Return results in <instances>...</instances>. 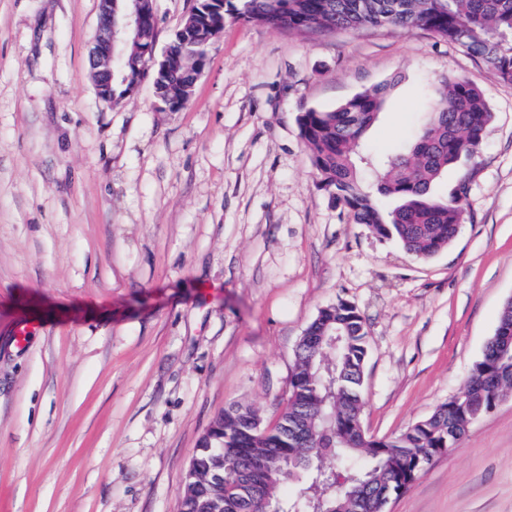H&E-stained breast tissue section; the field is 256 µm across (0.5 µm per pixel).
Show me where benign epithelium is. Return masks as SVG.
<instances>
[{"instance_id":"1","label":"benign epithelium","mask_w":512,"mask_h":512,"mask_svg":"<svg viewBox=\"0 0 512 512\" xmlns=\"http://www.w3.org/2000/svg\"><path fill=\"white\" fill-rule=\"evenodd\" d=\"M100 23L91 59L97 69L95 88L98 97L115 104L112 81L117 72L133 74L150 71L153 67L171 69L178 66L180 55L166 47L161 58H156V30L148 29L147 18L155 13L153 0H99ZM139 84L133 79L127 94H132Z\"/></svg>"}]
</instances>
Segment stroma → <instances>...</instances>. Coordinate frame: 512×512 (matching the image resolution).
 <instances>
[{"label": "stroma", "mask_w": 512, "mask_h": 512, "mask_svg": "<svg viewBox=\"0 0 512 512\" xmlns=\"http://www.w3.org/2000/svg\"><path fill=\"white\" fill-rule=\"evenodd\" d=\"M98 22V0H0V512H181L214 417L272 422L305 328L341 299L368 331L366 434L454 396L512 299V83L427 31L229 19L182 111L147 79L112 106ZM443 74L493 117L434 187L469 178L467 223L421 260L336 207L296 118L390 83L366 138L390 152ZM388 512H512V396Z\"/></svg>", "instance_id": "stroma-1"}]
</instances>
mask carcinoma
Returning <instances> with one entry per match:
<instances>
[{
	"label": "carcinoma",
	"instance_id": "carcinoma-1",
	"mask_svg": "<svg viewBox=\"0 0 512 512\" xmlns=\"http://www.w3.org/2000/svg\"><path fill=\"white\" fill-rule=\"evenodd\" d=\"M228 18L299 33L388 24L428 31L463 47L512 83V0H224L209 14L220 28ZM188 17L172 50L185 67L157 82L166 96L188 95L206 47ZM388 85L365 89L332 110L306 108L297 116L300 138L325 190L357 224L399 242L418 259L447 247L469 218L468 178L447 199L433 186L448 168L479 152L492 114L470 81L442 76L428 95L427 123L405 149L373 154L365 135L383 110ZM397 205L385 210L379 198ZM339 331L338 346L318 350L299 342L288 401L270 426L248 405L224 410L201 438L181 490V512H264L254 496L263 489L270 512H386L434 458L459 445L472 421L495 397L512 393V352L485 345L465 381L463 404L449 401L382 444L360 428L362 377L368 356L360 313L340 300L322 308L306 327ZM355 458L350 481L336 485V465Z\"/></svg>",
	"mask_w": 512,
	"mask_h": 512
}]
</instances>
